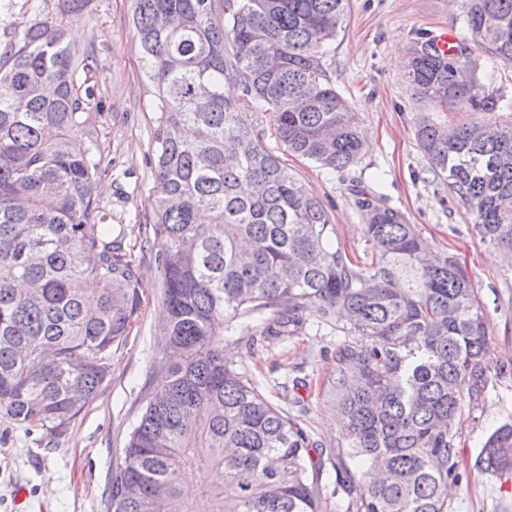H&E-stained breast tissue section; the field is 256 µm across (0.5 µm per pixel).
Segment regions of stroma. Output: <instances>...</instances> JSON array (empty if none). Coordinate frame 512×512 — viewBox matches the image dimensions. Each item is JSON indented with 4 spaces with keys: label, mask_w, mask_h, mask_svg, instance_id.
I'll use <instances>...</instances> for the list:
<instances>
[{
    "label": "stroma",
    "mask_w": 512,
    "mask_h": 512,
    "mask_svg": "<svg viewBox=\"0 0 512 512\" xmlns=\"http://www.w3.org/2000/svg\"><path fill=\"white\" fill-rule=\"evenodd\" d=\"M58 2L12 0L10 9L0 10V42L13 29L56 14ZM132 13L133 0H91L88 15L71 22L67 34L96 61L88 79L93 98L85 111L102 159L97 196L111 224L125 229L124 247L140 278V306L126 342L112 356L106 382L56 445L45 446L0 424L7 434L0 442V512H110L111 472L144 396L157 384L164 309L151 229L154 87L144 74ZM462 15L463 0H349L327 64L337 90L362 119L365 148L358 162L341 172L293 157L288 163L328 207L338 242L357 260L369 259L370 244L362 213L353 204L355 185L385 194L433 250L455 254L485 306L487 359L495 368L512 364V252L481 240L472 214L451 198L413 135L418 112L451 127L477 115L415 101L405 69L408 46L418 34L465 37ZM476 76L500 100V110L489 113V120H512V66L488 64ZM346 325L339 317L283 340L224 337L225 357L305 432L314 460L321 463L322 512L346 507L330 494L345 430L328 384L331 357L347 338ZM506 422H512V375H497L479 405L463 414L458 439L463 478L452 488L449 512H512V476L499 478L473 467L486 436Z\"/></svg>",
    "instance_id": "35a3bbf8"
}]
</instances>
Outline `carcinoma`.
Returning <instances> with one entry per match:
<instances>
[{"mask_svg": "<svg viewBox=\"0 0 512 512\" xmlns=\"http://www.w3.org/2000/svg\"><path fill=\"white\" fill-rule=\"evenodd\" d=\"M464 2L469 40L512 65V0ZM88 4L62 0L0 59V422L44 438L64 434L96 397L139 306L123 232L113 234L95 195L101 161L79 94L93 60L66 42ZM346 9L347 0H134L155 89L164 336L179 360L159 373L113 468L112 512H321L307 436L224 362L237 317L256 319L242 335L280 339L348 314L330 376L346 420L335 492L347 512H447L448 484L462 480L461 418L490 373L488 318L466 270L433 254L385 195L361 190L354 203L372 253L353 261L323 201L257 123L332 172L359 159L358 112L326 66ZM407 58L418 99L499 109L467 46L444 54L427 37ZM227 83L237 96L224 95ZM414 134L481 239L512 250V122L450 132L419 113ZM195 466L212 480L192 496L180 476ZM474 466L512 474L511 422L487 436Z\"/></svg>", "mask_w": 512, "mask_h": 512, "instance_id": "obj_1", "label": "carcinoma"}]
</instances>
